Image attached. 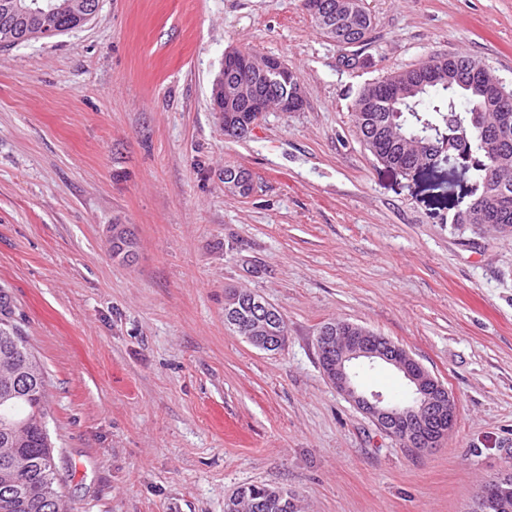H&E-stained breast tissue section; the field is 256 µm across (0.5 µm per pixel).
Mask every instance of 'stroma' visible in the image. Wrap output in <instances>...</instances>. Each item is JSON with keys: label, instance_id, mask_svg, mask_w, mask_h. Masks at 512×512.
I'll list each match as a JSON object with an SVG mask.
<instances>
[{"label": "stroma", "instance_id": "obj_1", "mask_svg": "<svg viewBox=\"0 0 512 512\" xmlns=\"http://www.w3.org/2000/svg\"><path fill=\"white\" fill-rule=\"evenodd\" d=\"M362 4L359 50L303 0H99L80 29L0 47V291L45 369L74 512H224L251 483L294 490L301 512H468L512 467V238L454 224L471 173L401 174L354 120L365 85L432 56L512 86V0ZM229 49L283 58L304 108L226 136L209 100ZM228 165L247 197L225 191ZM234 289L279 310L283 347L225 325ZM334 320L448 387L440 446L404 447L328 382L316 339ZM357 385L410 398L384 363Z\"/></svg>", "mask_w": 512, "mask_h": 512}]
</instances>
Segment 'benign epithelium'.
<instances>
[{
	"mask_svg": "<svg viewBox=\"0 0 512 512\" xmlns=\"http://www.w3.org/2000/svg\"><path fill=\"white\" fill-rule=\"evenodd\" d=\"M360 0H309L310 14L323 13L342 23L360 9ZM3 12L24 21L35 12L28 0H8ZM259 76L274 84H288V95L276 101L281 112H297L305 100L295 79L292 67L284 59L266 55L255 59L252 53L230 50L224 55L222 76L211 91L210 109L213 112H249L255 120L271 108L266 94L253 89V77ZM258 322L264 334L244 329L238 319V306L230 301L224 306L225 323L253 346L276 350L284 345L285 337L272 336V326L278 324L280 312L263 299L253 302ZM356 336H334L328 329L318 334L317 352L324 376L336 390L353 401L387 434L402 441L409 448L429 450L448 436L456 419L455 398L448 388L430 374L404 347L384 336L351 326ZM382 361L394 366L408 380L414 397L404 405L385 400L380 392L366 394L358 389L354 369L358 365H373ZM512 498V473L501 472L490 479L473 501L470 512H494Z\"/></svg>",
	"mask_w": 512,
	"mask_h": 512,
	"instance_id": "7a95c632",
	"label": "benign epithelium"
}]
</instances>
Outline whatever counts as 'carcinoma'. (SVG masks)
Masks as SVG:
<instances>
[{
    "instance_id": "cac0c4a2",
    "label": "carcinoma",
    "mask_w": 512,
    "mask_h": 512,
    "mask_svg": "<svg viewBox=\"0 0 512 512\" xmlns=\"http://www.w3.org/2000/svg\"><path fill=\"white\" fill-rule=\"evenodd\" d=\"M372 30V17L362 10L348 24L336 25V40L361 44ZM430 62L451 70L452 80L418 88L414 66L399 72L400 82H373L360 90L355 122L362 143L391 168H411L420 159L433 166L446 152L461 156L479 182H489L491 192L512 199V112L508 124L500 126L503 103L487 99L483 88L467 77L476 62L470 55L433 56ZM461 102L471 111H462ZM247 120L246 112L231 113L224 119L225 134L245 137ZM429 126L434 127V145L421 146L416 136ZM251 296L237 290L228 294L245 327L254 320ZM11 318L0 296V512H73L60 489L45 427L44 367L36 359L30 373H23L28 348ZM233 496L226 504L230 512H299L295 494L286 488L249 484Z\"/></svg>"
}]
</instances>
